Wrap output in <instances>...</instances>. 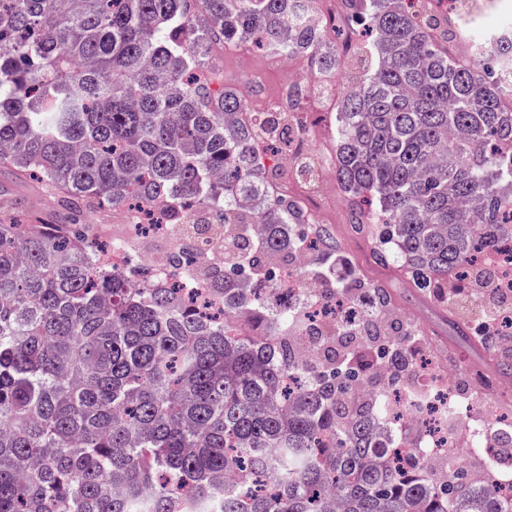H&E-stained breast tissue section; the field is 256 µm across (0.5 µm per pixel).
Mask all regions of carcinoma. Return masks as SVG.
<instances>
[{
  "label": "carcinoma",
  "mask_w": 512,
  "mask_h": 512,
  "mask_svg": "<svg viewBox=\"0 0 512 512\" xmlns=\"http://www.w3.org/2000/svg\"><path fill=\"white\" fill-rule=\"evenodd\" d=\"M346 2L357 43L315 0H0V167L62 202L23 224L0 201V512H512L489 473L398 442L393 403L426 400L416 329L387 289L336 279L328 232L273 189L288 113L246 118L211 76L219 41L355 73L334 167L352 229L422 292L474 280L512 236V36ZM104 205L142 212L141 237L200 214L224 253L179 249L171 281L136 288L140 266L99 258ZM279 266L328 326L272 301Z\"/></svg>",
  "instance_id": "carcinoma-1"
}]
</instances>
